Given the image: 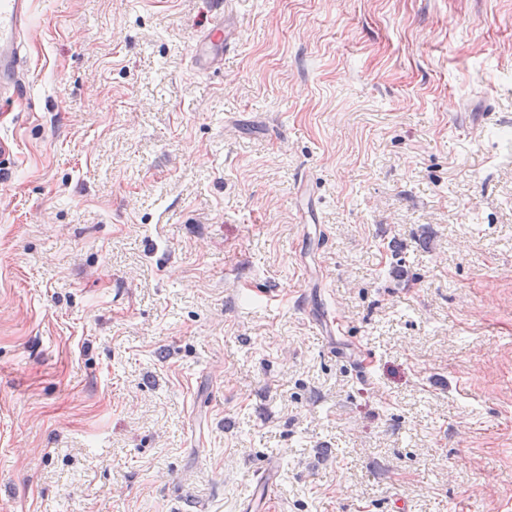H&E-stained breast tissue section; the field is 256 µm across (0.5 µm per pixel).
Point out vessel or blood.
<instances>
[{
	"instance_id": "1",
	"label": "vessel or blood",
	"mask_w": 512,
	"mask_h": 512,
	"mask_svg": "<svg viewBox=\"0 0 512 512\" xmlns=\"http://www.w3.org/2000/svg\"><path fill=\"white\" fill-rule=\"evenodd\" d=\"M31 11V0H0V101L12 99L23 74L19 54ZM228 41L223 16H216L203 31L197 44L193 64L199 69L222 65L224 47ZM275 463H266L256 474L254 485L264 492L267 500L277 497L279 482L274 476Z\"/></svg>"
}]
</instances>
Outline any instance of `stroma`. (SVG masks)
Segmentation results:
<instances>
[{
  "label": "stroma",
  "mask_w": 512,
  "mask_h": 512,
  "mask_svg": "<svg viewBox=\"0 0 512 512\" xmlns=\"http://www.w3.org/2000/svg\"><path fill=\"white\" fill-rule=\"evenodd\" d=\"M31 0L0 110V512H512V0ZM227 41L228 33L225 30L223 13L215 16L203 31L193 56L194 66L199 69L220 67L224 61V45ZM276 469V461L267 462L255 475L254 486L259 490H262L268 500V506L263 510L264 512H270V505L277 497L279 489V481L276 477H272L273 472Z\"/></svg>",
  "instance_id": "obj_1"
}]
</instances>
